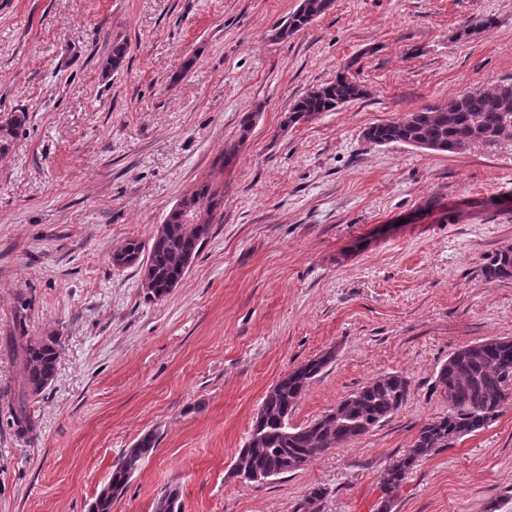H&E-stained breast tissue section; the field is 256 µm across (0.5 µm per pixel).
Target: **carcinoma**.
I'll use <instances>...</instances> for the list:
<instances>
[{
  "label": "carcinoma",
  "instance_id": "carcinoma-1",
  "mask_svg": "<svg viewBox=\"0 0 512 512\" xmlns=\"http://www.w3.org/2000/svg\"><path fill=\"white\" fill-rule=\"evenodd\" d=\"M330 8L328 0H301L296 11L277 26L276 35L288 38L306 29ZM490 16L471 19L460 32L470 37L492 26ZM368 95V89L348 73L311 88L289 111L288 124L306 122L324 112ZM27 120L23 111L0 117V155L6 154L18 130ZM364 137L374 145L404 144L417 149L428 146L438 152L456 153L473 143L494 144L512 138V81H503L490 91H467L445 104L427 105L394 120L368 127ZM191 208L206 224L224 207V190L204 180L186 193ZM166 229L151 238L150 246L136 239L125 242L124 255H147V274L152 282L149 297L165 298L185 277L199 256L203 242L181 212L169 211ZM483 273L488 280L512 277V247L487 258ZM12 341L22 366V402L13 412L12 428L20 438L37 434V421L25 400L36 398L50 387L57 375L60 343L55 336L28 335L25 320L18 319ZM331 364L319 357L288 371L274 391L266 394L253 421L252 431L237 456L254 468L289 473L286 460L303 469L320 452L369 433L397 413L407 401L410 381L397 373L377 376L341 400L336 408L302 426L292 427L290 416L310 385ZM434 388L448 402V413L422 426L405 453L380 476L383 492L380 512H390L397 491L414 464L440 448H452L467 435L489 425L512 403V339L489 338L454 351L436 374ZM157 446L153 432L141 436L114 465L110 478L96 495L90 512H112L132 477L139 472ZM179 493L167 487L158 496L154 512H179Z\"/></svg>",
  "mask_w": 512,
  "mask_h": 512
}]
</instances>
